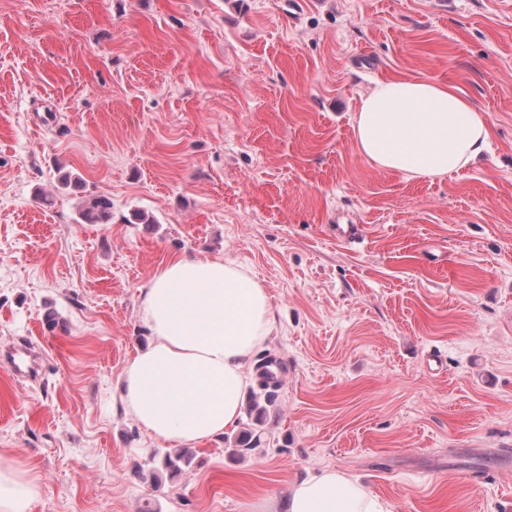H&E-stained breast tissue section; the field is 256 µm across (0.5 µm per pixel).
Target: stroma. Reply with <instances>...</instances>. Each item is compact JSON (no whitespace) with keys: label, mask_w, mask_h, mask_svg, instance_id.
I'll list each match as a JSON object with an SVG mask.
<instances>
[{"label":"stroma","mask_w":512,"mask_h":512,"mask_svg":"<svg viewBox=\"0 0 512 512\" xmlns=\"http://www.w3.org/2000/svg\"><path fill=\"white\" fill-rule=\"evenodd\" d=\"M397 76L466 93L486 158H363L351 116ZM100 195L111 223H79ZM184 255L262 283L281 376L155 479L118 381ZM0 452L32 512H283L326 468L384 512H512V0H0Z\"/></svg>","instance_id":"obj_1"}]
</instances>
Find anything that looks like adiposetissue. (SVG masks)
<instances>
[{"instance_id": "ef3b65f1", "label": "adipose tissue", "mask_w": 512, "mask_h": 512, "mask_svg": "<svg viewBox=\"0 0 512 512\" xmlns=\"http://www.w3.org/2000/svg\"><path fill=\"white\" fill-rule=\"evenodd\" d=\"M355 147L373 167L406 179L445 177L475 164L491 125L471 98L434 79H382L352 117ZM150 343L125 368L123 402L142 428L175 444L236 426L256 350L273 333L265 288L231 260L181 256L142 290ZM36 476L0 455V512H31ZM284 512H380L375 497L326 470L289 486Z\"/></svg>"}]
</instances>
